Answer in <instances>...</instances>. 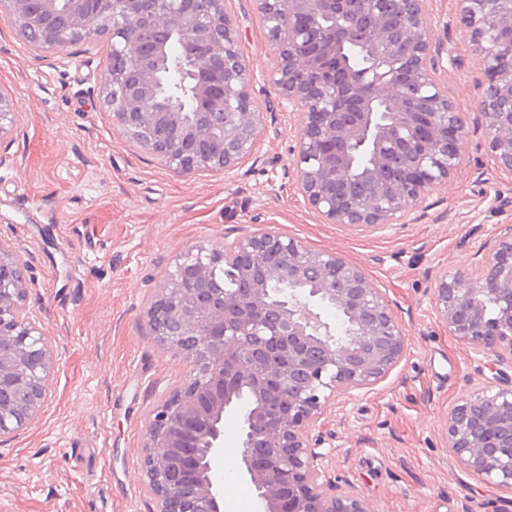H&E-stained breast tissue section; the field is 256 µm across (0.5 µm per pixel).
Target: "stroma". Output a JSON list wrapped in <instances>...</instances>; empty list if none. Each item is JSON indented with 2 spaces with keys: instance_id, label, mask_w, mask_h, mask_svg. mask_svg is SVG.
Returning a JSON list of instances; mask_svg holds the SVG:
<instances>
[{
  "instance_id": "stroma-1",
  "label": "stroma",
  "mask_w": 512,
  "mask_h": 512,
  "mask_svg": "<svg viewBox=\"0 0 512 512\" xmlns=\"http://www.w3.org/2000/svg\"><path fill=\"white\" fill-rule=\"evenodd\" d=\"M461 8L426 3L455 58L440 79L467 121L458 168L382 230L322 223L304 201L291 168L300 115L278 103L258 0H224L261 111L251 155L226 175L176 174L126 139L102 91L109 36L38 49L0 14V89L19 112L0 138V239L29 266L26 309L53 353L40 415L0 443V512H154L140 480L147 416L191 363L160 345L147 308L185 248L257 230L361 267L405 329L406 356L390 375L336 399L320 421L338 485L373 512H512V487L464 470L443 432L460 399L512 381V366L451 336L433 304L439 274L466 268L512 224V173L484 142V60L457 22ZM221 473L224 512H257L237 460Z\"/></svg>"
}]
</instances>
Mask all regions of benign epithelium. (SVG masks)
<instances>
[{"mask_svg":"<svg viewBox=\"0 0 512 512\" xmlns=\"http://www.w3.org/2000/svg\"><path fill=\"white\" fill-rule=\"evenodd\" d=\"M426 0H259L282 18L269 30L273 83L301 112L293 173L326 224L382 228L407 214L457 170L464 113L439 83L441 46L424 21ZM0 0L36 48L112 39L105 100L118 127L178 174L227 173L251 154L260 125L224 0ZM461 23L481 49L479 108L496 167L512 172V42L486 47L492 31L512 33V0H463ZM200 47L177 64L197 111L167 94L174 36ZM369 58L355 67L345 48ZM424 102L410 107L412 90ZM0 89V138L17 123ZM365 175L352 177L356 155ZM192 264L204 288L169 275L147 317L159 342L188 354L192 369L148 418L141 477L157 512H223L216 477L224 420L239 423V471L258 512H372L325 469L316 422L336 398L385 379L401 362L406 334L387 297L363 269L335 252L262 231L221 246L198 244ZM27 267L0 241V439L38 416L52 376V351L29 320ZM247 282L229 289L224 278ZM279 283L276 290L272 284ZM434 306L450 335L499 363H512V225L479 249L467 269L443 272ZM344 322L334 328L319 308ZM446 444L465 470L512 486V383L486 386L446 417Z\"/></svg>","mask_w":512,"mask_h":512,"instance_id":"7a95c632","label":"benign epithelium"}]
</instances>
